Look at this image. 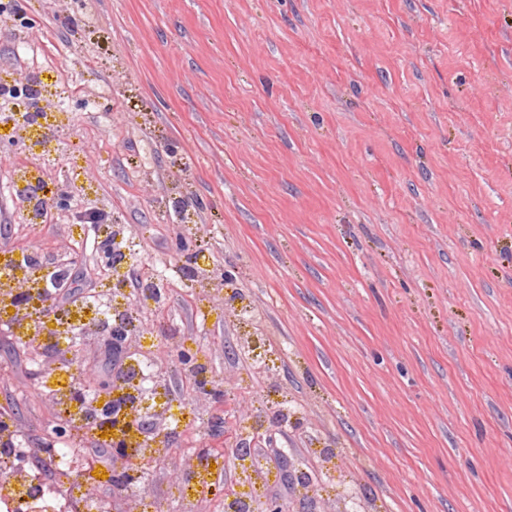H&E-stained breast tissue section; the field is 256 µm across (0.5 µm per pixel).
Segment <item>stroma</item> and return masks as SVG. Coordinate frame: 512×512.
<instances>
[{
    "instance_id": "1",
    "label": "stroma",
    "mask_w": 512,
    "mask_h": 512,
    "mask_svg": "<svg viewBox=\"0 0 512 512\" xmlns=\"http://www.w3.org/2000/svg\"><path fill=\"white\" fill-rule=\"evenodd\" d=\"M0 41L60 70L50 190L106 208L160 304L145 354L182 411L174 468L148 464L137 512H188L179 464L278 410L281 460L317 501L378 512H512V0H22ZM0 167V258L81 249L66 322L112 270L86 224L28 226ZM193 202L179 211L178 198ZM192 233L194 263L172 245ZM196 350L224 405L193 392ZM39 357L0 324V413L28 445L64 410ZM334 449L331 461L320 451Z\"/></svg>"
}]
</instances>
